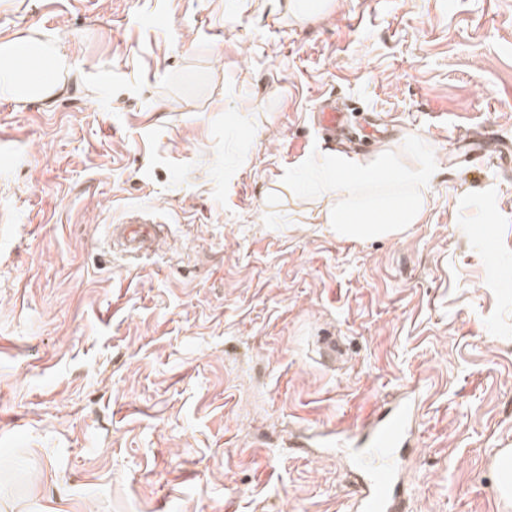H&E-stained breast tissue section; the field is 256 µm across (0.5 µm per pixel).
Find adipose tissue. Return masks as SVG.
Returning <instances> with one entry per match:
<instances>
[{
    "label": "adipose tissue",
    "instance_id": "adipose-tissue-1",
    "mask_svg": "<svg viewBox=\"0 0 512 512\" xmlns=\"http://www.w3.org/2000/svg\"><path fill=\"white\" fill-rule=\"evenodd\" d=\"M72 67L70 47L62 40L35 33L0 40V96L18 103L49 99ZM304 171L333 200L323 222L349 240L392 237L420 223L434 176L428 167L403 173L338 154L309 160Z\"/></svg>",
    "mask_w": 512,
    "mask_h": 512
}]
</instances>
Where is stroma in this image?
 <instances>
[{"label":"stroma","instance_id":"stroma-1","mask_svg":"<svg viewBox=\"0 0 512 512\" xmlns=\"http://www.w3.org/2000/svg\"><path fill=\"white\" fill-rule=\"evenodd\" d=\"M0 0L64 39L0 98V502L15 512H348L359 424L420 382L407 512H499L512 448V0ZM432 167L421 223L336 238L295 179L329 150ZM132 208L152 251L103 245ZM29 33L0 40V96L18 103L51 98L73 67L68 43ZM22 59L30 60L32 68L22 67ZM327 101L328 99H320L315 112H317L319 122L324 129L329 132H336L337 128H342L345 125L346 115L336 105ZM493 464L498 475L500 499L510 508L512 501V448H502L495 456Z\"/></svg>","mask_w":512,"mask_h":512}]
</instances>
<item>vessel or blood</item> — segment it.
Listing matches in <instances>:
<instances>
[{"label": "vessel or blood", "instance_id": "b4317fda", "mask_svg": "<svg viewBox=\"0 0 512 512\" xmlns=\"http://www.w3.org/2000/svg\"><path fill=\"white\" fill-rule=\"evenodd\" d=\"M316 112L327 131H336L346 123L345 113L327 100L318 102ZM157 236L155 221L147 218H131L107 227L108 240L132 259L151 250ZM421 398L419 386L408 387L393 406L374 413L354 432H337V447H353L358 467L366 477V487L353 500L349 512H404L397 493L398 459L418 424Z\"/></svg>", "mask_w": 512, "mask_h": 512}]
</instances>
